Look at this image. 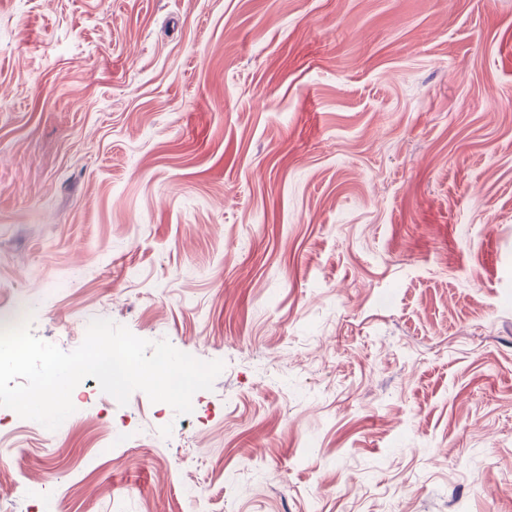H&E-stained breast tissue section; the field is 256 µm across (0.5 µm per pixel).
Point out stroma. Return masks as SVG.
I'll return each instance as SVG.
<instances>
[{
    "label": "stroma",
    "mask_w": 512,
    "mask_h": 512,
    "mask_svg": "<svg viewBox=\"0 0 512 512\" xmlns=\"http://www.w3.org/2000/svg\"><path fill=\"white\" fill-rule=\"evenodd\" d=\"M220 360L0 440L8 512H512V0H0V313Z\"/></svg>",
    "instance_id": "1"
}]
</instances>
